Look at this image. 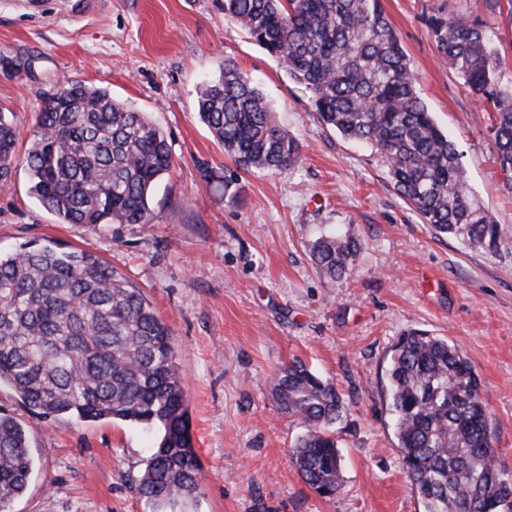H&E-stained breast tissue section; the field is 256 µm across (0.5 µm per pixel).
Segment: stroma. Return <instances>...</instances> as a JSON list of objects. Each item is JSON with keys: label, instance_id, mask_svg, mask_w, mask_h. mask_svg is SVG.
Wrapping results in <instances>:
<instances>
[{"label": "stroma", "instance_id": "1", "mask_svg": "<svg viewBox=\"0 0 512 512\" xmlns=\"http://www.w3.org/2000/svg\"><path fill=\"white\" fill-rule=\"evenodd\" d=\"M224 0H0V110L25 152L36 112L64 79L108 88L149 114L174 165L150 224H62L29 193L25 166L0 190V251L53 242L86 250L140 289L172 329L202 464L190 512H425L398 448L387 368L412 330L447 337L470 362L495 430L496 464L512 474V189L491 136L492 106L442 59L432 16L477 19L505 53L512 82V0H381L418 78L417 92L463 154L468 184L505 234L496 253L423 223L395 193L371 146L320 122L309 95L225 20ZM235 63L302 145L293 168L241 173L227 204L202 163L234 161L197 113V90ZM354 233L340 277L315 269L310 243ZM303 360L344 403L342 484L312 489L290 461L303 429L273 392ZM0 409L28 429L33 472L10 512H149L136 480L158 434L123 421L43 417L9 387Z\"/></svg>", "mask_w": 512, "mask_h": 512}]
</instances>
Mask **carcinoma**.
Instances as JSON below:
<instances>
[{"label":"carcinoma","mask_w":512,"mask_h":512,"mask_svg":"<svg viewBox=\"0 0 512 512\" xmlns=\"http://www.w3.org/2000/svg\"><path fill=\"white\" fill-rule=\"evenodd\" d=\"M237 24L304 86L321 121L373 146L396 193L438 232L488 252L499 224L478 204L461 153L416 91L399 36L381 0H224ZM436 46L478 100L492 102L500 170L512 183V84L484 27L465 17L431 19ZM198 115L237 168L290 169L301 145L261 90L231 64L202 84ZM17 128L0 112V186L17 167ZM25 163L30 193L62 224H149L158 183L173 168L167 139L147 113L101 87L67 78L36 113ZM207 188L238 200V178L209 165ZM328 278L359 252L353 235L309 245ZM172 330L139 290L87 251L31 245L0 252V385L44 417L122 420L160 432L137 480L151 512H186L202 467L193 446ZM389 396L398 447L426 512L512 509V479L496 465L495 434L480 384L461 351L413 331L395 345ZM281 410L301 424L291 462L322 496L341 486L336 388L295 360L275 377ZM28 431L0 413V512L27 488Z\"/></svg>","instance_id":"obj_1"}]
</instances>
